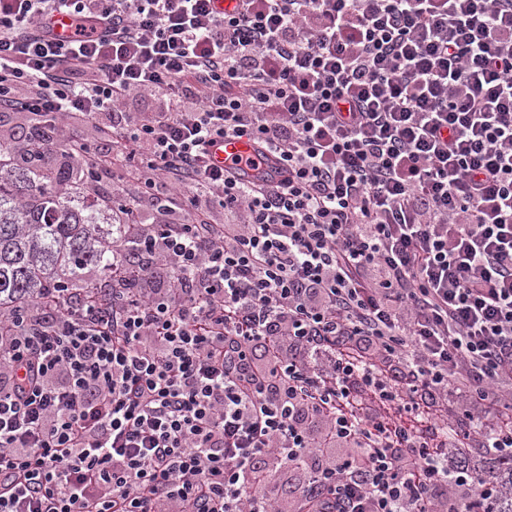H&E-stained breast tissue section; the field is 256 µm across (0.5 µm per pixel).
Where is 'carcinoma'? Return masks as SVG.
I'll list each match as a JSON object with an SVG mask.
<instances>
[{"instance_id":"cac0c4a2","label":"carcinoma","mask_w":512,"mask_h":512,"mask_svg":"<svg viewBox=\"0 0 512 512\" xmlns=\"http://www.w3.org/2000/svg\"><path fill=\"white\" fill-rule=\"evenodd\" d=\"M27 151L0 143V313L47 295L64 283L86 288L84 269L112 270L121 227L100 223L112 210L111 195L91 198L68 191L86 183L84 170L54 146L42 148L37 164ZM500 483L512 484V463L483 466Z\"/></svg>"}]
</instances>
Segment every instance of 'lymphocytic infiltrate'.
I'll return each mask as SVG.
<instances>
[{
	"label": "lymphocytic infiltrate",
	"mask_w": 512,
	"mask_h": 512,
	"mask_svg": "<svg viewBox=\"0 0 512 512\" xmlns=\"http://www.w3.org/2000/svg\"><path fill=\"white\" fill-rule=\"evenodd\" d=\"M213 2L0 0V112L159 215L110 296L0 314V512H486L451 454L512 459V0ZM109 113L102 112L93 120H88L81 114H73L68 120L71 131L78 137L86 140H96L99 138V128L111 124ZM213 162L219 167H232L233 160L240 155H254L256 146L247 140L225 139L211 148Z\"/></svg>",
	"instance_id": "lymphocytic-infiltrate-1"
}]
</instances>
